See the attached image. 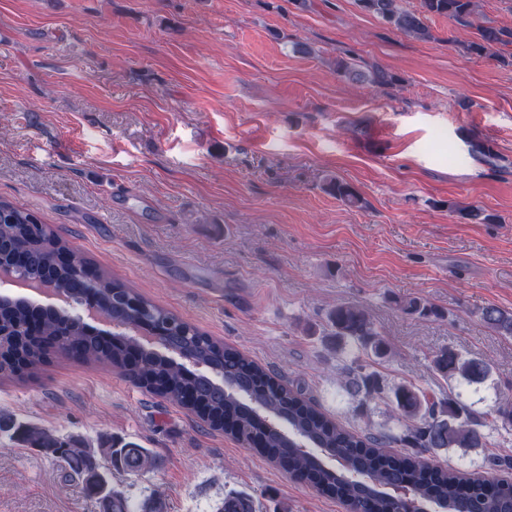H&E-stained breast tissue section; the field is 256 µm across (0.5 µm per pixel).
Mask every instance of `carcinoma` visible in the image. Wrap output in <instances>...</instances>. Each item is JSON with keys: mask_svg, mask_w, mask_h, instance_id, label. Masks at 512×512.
<instances>
[{"mask_svg": "<svg viewBox=\"0 0 512 512\" xmlns=\"http://www.w3.org/2000/svg\"><path fill=\"white\" fill-rule=\"evenodd\" d=\"M360 9L380 18L402 33L421 41L433 34L426 20L446 16L463 27L472 26L479 0H420V8L407 10L401 0H357ZM512 44V29L480 24L475 39L463 50L478 57L494 56L512 64V54L501 48ZM336 72L351 82L387 87L394 75L375 66L362 70L344 58L336 60ZM326 190L346 204L357 207L361 199L346 183L330 178ZM0 265L12 266L28 280L60 289L80 304L94 300L112 313V321L126 327L140 316L157 327L165 349L203 367L191 372L174 358L140 347L137 340L115 333L107 340L66 310L36 309L17 298L0 297V332L10 334L18 325L38 320L43 335L63 339L68 354L88 362H106L124 372L138 386L165 397L191 413L201 407L204 419L214 429H227L239 442L256 439L270 461L294 477L316 487L323 494L341 498L352 512H397L385 489L405 482L423 506L439 512H512V484L486 479L480 484L458 468L428 462L423 454L445 448H490L489 428L497 421L512 424V404L496 403L477 412L453 390L438 397L411 382L387 387L380 377L366 371L360 357L344 368L342 388L360 405L389 395L400 412L398 433L361 434L334 421L310 403L303 393L276 381L258 363L238 348L220 343L154 304L135 290L113 279L44 224L37 215L0 198ZM480 321L492 331L512 336V311L489 304L480 311ZM331 335L337 342H349L361 354L381 357L386 346L367 311L341 303L328 315ZM16 349L32 357L27 373L35 372L42 360L38 345L25 338ZM433 370L451 380L461 378L467 385H481L491 376V366L477 357H465L444 348L432 360ZM0 432L18 444L36 448L68 465V476L84 479L90 460L99 469L102 512H134L129 499L112 487V473H137L154 462L148 448L128 442L119 448L104 441L92 448L78 438L64 439L35 424L0 416ZM397 444L407 452L386 454L381 447ZM338 461L349 458L370 483L361 484L326 466L316 455ZM220 512H258L254 499L243 493L224 497Z\"/></svg>", "mask_w": 512, "mask_h": 512, "instance_id": "1", "label": "carcinoma"}]
</instances>
